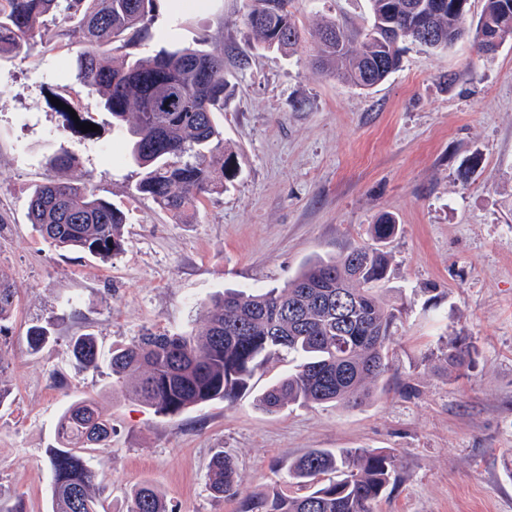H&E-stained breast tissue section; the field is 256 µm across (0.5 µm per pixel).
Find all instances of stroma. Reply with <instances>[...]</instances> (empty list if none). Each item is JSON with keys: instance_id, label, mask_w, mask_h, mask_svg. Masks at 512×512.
I'll list each match as a JSON object with an SVG mask.
<instances>
[{"instance_id": "35a3bbf8", "label": "stroma", "mask_w": 512, "mask_h": 512, "mask_svg": "<svg viewBox=\"0 0 512 512\" xmlns=\"http://www.w3.org/2000/svg\"><path fill=\"white\" fill-rule=\"evenodd\" d=\"M246 3L180 12L156 0L149 38L104 46L117 62L188 45L224 56L217 119L240 173L179 216L138 192L142 173L116 142L110 113L73 77L78 44L40 24L28 55H0V271L18 292L0 337L12 390L0 409V495L49 512L57 420L92 398L112 420L110 445L91 460L112 491L108 512H125L146 480L175 512H234L208 489L217 452L237 462L249 494L285 485L278 463L310 448L394 455L397 482L373 512H512V40L479 54L482 0H471L467 32L448 50L403 43L400 68L361 89L319 72L310 43L288 56L254 45ZM290 9L306 30L322 18L355 31L371 21L368 0H291ZM164 28L171 35L158 40ZM84 123L95 131L82 132ZM62 151L76 153L73 168L49 165ZM59 177L91 183L123 211L121 253L103 261L61 251L34 231L28 196ZM386 215L399 230L382 296L404 311L386 388L370 404L257 409L255 395L288 372L282 358L232 406L169 418L113 393L114 347L148 328L197 332L210 297L283 285L309 259L370 243L371 224ZM35 324L52 336L33 352ZM83 333L97 340L98 370L69 352ZM461 342L473 345V361L449 369L442 354Z\"/></svg>"}]
</instances>
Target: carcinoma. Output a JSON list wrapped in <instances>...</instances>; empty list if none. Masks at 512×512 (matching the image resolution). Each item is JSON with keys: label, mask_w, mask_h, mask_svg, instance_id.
I'll use <instances>...</instances> for the list:
<instances>
[{"label": "carcinoma", "mask_w": 512, "mask_h": 512, "mask_svg": "<svg viewBox=\"0 0 512 512\" xmlns=\"http://www.w3.org/2000/svg\"><path fill=\"white\" fill-rule=\"evenodd\" d=\"M156 0H0V53L28 51L25 36L40 22L69 23L63 32L82 46L76 78L96 92L111 113L113 129L130 144L132 163L143 170L139 192L178 215L238 174L236 152L224 142L216 113L224 111V56L193 47L163 51L146 60L109 63L107 40L149 34ZM372 25L358 36L331 20L305 33L288 10L290 0H250L245 14L249 39L288 54L306 36L316 47L318 67L352 85L369 88L401 65L398 41L411 39L444 50L463 33L461 0H369ZM476 43L489 36L512 40V0H484ZM30 224L56 248L108 259L123 249L124 214L87 186L68 182L37 185L28 200ZM398 225L391 217L371 227L372 243L339 256L306 263L281 287L261 294L226 290L204 305L205 323L196 334L147 331L112 349V391L155 413L174 418L215 400L229 405L249 388L271 360L294 362L288 375L267 386L256 406L277 413L289 406L332 403L344 409L366 405L388 371L397 320L378 290L389 270L386 245ZM17 299L0 273V333ZM50 338L48 326L27 331L29 349ZM73 358L95 368L94 336L75 337ZM469 347L448 348L451 369L468 364ZM57 447L49 449L51 512H106L108 486L90 462L89 451L112 439V422L98 403L69 404L57 422ZM288 483L304 489L288 495L276 486L240 495V474L224 453L214 456L209 487L236 502L235 512H372L397 481L388 452L311 448L280 464ZM125 512H173L167 495L145 482L132 490Z\"/></svg>", "instance_id": "1"}]
</instances>
